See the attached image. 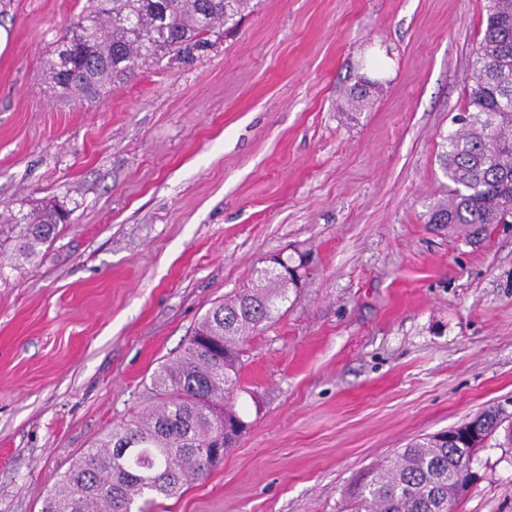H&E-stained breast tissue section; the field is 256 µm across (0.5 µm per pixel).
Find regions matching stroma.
Here are the masks:
<instances>
[{
  "instance_id": "stroma-1",
  "label": "stroma",
  "mask_w": 512,
  "mask_h": 512,
  "mask_svg": "<svg viewBox=\"0 0 512 512\" xmlns=\"http://www.w3.org/2000/svg\"><path fill=\"white\" fill-rule=\"evenodd\" d=\"M84 4L0 0V222L71 212L33 263L0 247V512H42L274 255L300 279L245 347L247 431L140 512H341L361 471L512 398V224L426 218L486 0H253L95 103L45 78ZM474 467L454 512H512V448Z\"/></svg>"
}]
</instances>
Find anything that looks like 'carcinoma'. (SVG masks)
I'll return each mask as SVG.
<instances>
[{"mask_svg": "<svg viewBox=\"0 0 512 512\" xmlns=\"http://www.w3.org/2000/svg\"><path fill=\"white\" fill-rule=\"evenodd\" d=\"M251 0H86L66 43L78 48L73 68L47 77L71 94L94 101L117 79L143 64L189 63L213 45L216 25L235 21ZM359 79L348 92L354 107L368 103ZM461 129L442 138L439 164L448 179V201L428 213V223L467 231L505 224L512 217V0H487ZM69 212L46 202L19 218L9 232L18 241L15 260L29 263L59 233ZM261 268L252 286L213 306L194 328L183 353L154 374L157 405L112 428L88 449L50 493L43 512H131L137 499L171 496L221 460L207 449L224 446V426L246 423L235 410L244 347L274 318L288 286ZM487 436L512 447V415L499 405L479 414ZM445 434L417 440L389 464L367 471L350 489L352 512H448V477L464 481L472 462L448 447ZM135 443L123 465L117 449Z\"/></svg>", "mask_w": 512, "mask_h": 512, "instance_id": "cac0c4a2", "label": "carcinoma"}]
</instances>
